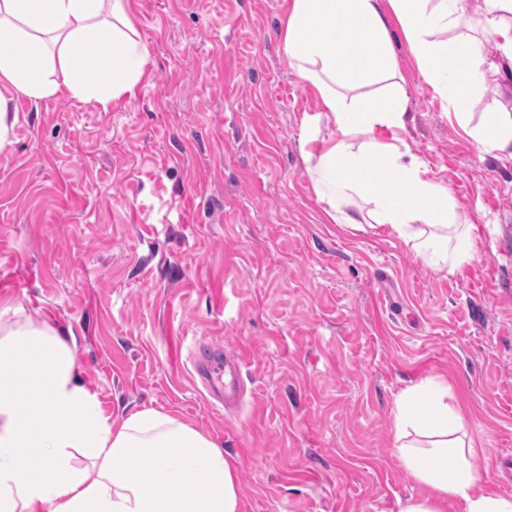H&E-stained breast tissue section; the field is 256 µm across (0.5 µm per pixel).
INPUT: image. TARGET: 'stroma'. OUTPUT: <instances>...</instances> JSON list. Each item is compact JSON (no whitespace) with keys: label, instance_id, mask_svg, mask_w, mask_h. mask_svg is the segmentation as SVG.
<instances>
[{"label":"stroma","instance_id":"obj_1","mask_svg":"<svg viewBox=\"0 0 512 512\" xmlns=\"http://www.w3.org/2000/svg\"><path fill=\"white\" fill-rule=\"evenodd\" d=\"M287 0H130L149 62L102 106L18 96L0 157V323L71 331L105 412L153 408L221 443L242 512H399L426 494L392 446L396 396L447 378L497 492L512 457V165L479 154L398 23L406 143L478 229L436 273L381 226L333 223L298 139L314 89L287 65ZM245 354L227 414L205 346Z\"/></svg>","mask_w":512,"mask_h":512}]
</instances>
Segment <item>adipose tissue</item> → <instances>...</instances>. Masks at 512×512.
Masks as SVG:
<instances>
[{"label": "adipose tissue", "mask_w": 512, "mask_h": 512, "mask_svg": "<svg viewBox=\"0 0 512 512\" xmlns=\"http://www.w3.org/2000/svg\"><path fill=\"white\" fill-rule=\"evenodd\" d=\"M398 22L420 74L482 154L512 162V113L474 121L486 73L512 83V0H290L285 60L318 93L299 151L334 223L385 227L435 272L477 256L447 186L402 137L407 95L389 38ZM492 42L483 55L480 41ZM148 51L128 0H0V155L12 146L15 96L67 94L106 105L133 93ZM332 124L321 137L323 124ZM367 197V213L348 211ZM0 325V512H242L238 472L210 436L144 408L115 418L83 380L65 334L16 307ZM446 383L429 378L395 400L393 446L426 485L400 512H512L467 435Z\"/></svg>", "instance_id": "adipose-tissue-1"}]
</instances>
